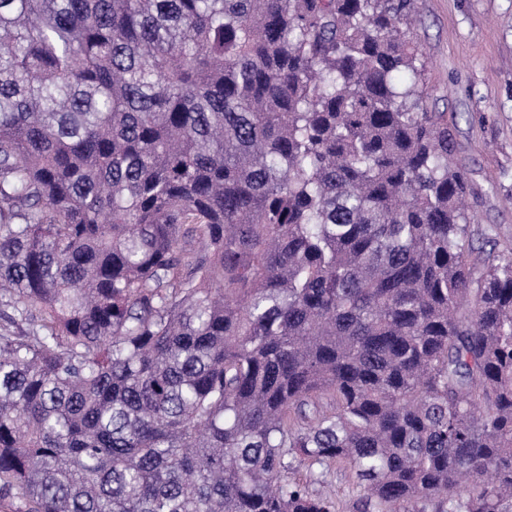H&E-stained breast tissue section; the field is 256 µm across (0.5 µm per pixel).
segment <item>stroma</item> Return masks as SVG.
I'll return each instance as SVG.
<instances>
[{"label": "stroma", "mask_w": 512, "mask_h": 512, "mask_svg": "<svg viewBox=\"0 0 512 512\" xmlns=\"http://www.w3.org/2000/svg\"><path fill=\"white\" fill-rule=\"evenodd\" d=\"M412 34L425 57V105L454 123L470 177L471 223L512 244V0H419Z\"/></svg>", "instance_id": "obj_1"}]
</instances>
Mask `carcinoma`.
<instances>
[{"label": "carcinoma", "mask_w": 512, "mask_h": 512, "mask_svg": "<svg viewBox=\"0 0 512 512\" xmlns=\"http://www.w3.org/2000/svg\"><path fill=\"white\" fill-rule=\"evenodd\" d=\"M414 0H0V508L512 512V248ZM328 479L332 483V488L335 490L339 489L340 496H342L343 509H340L342 510L340 512H352L347 506L351 504V499L356 494L352 493L354 487L353 475L348 470H334V474L331 473Z\"/></svg>", "instance_id": "carcinoma-1"}]
</instances>
